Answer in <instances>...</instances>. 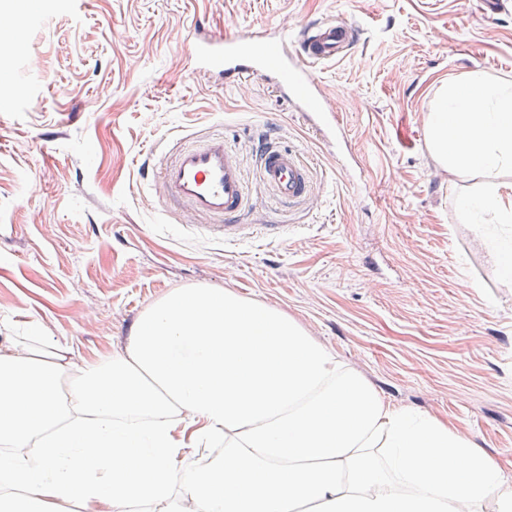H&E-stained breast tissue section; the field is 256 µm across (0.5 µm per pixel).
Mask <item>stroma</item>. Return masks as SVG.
<instances>
[{
    "label": "stroma",
    "instance_id": "35a3bbf8",
    "mask_svg": "<svg viewBox=\"0 0 512 512\" xmlns=\"http://www.w3.org/2000/svg\"><path fill=\"white\" fill-rule=\"evenodd\" d=\"M24 53L0 56V344L38 335L80 361L124 352L144 311L203 286L278 309L394 409L468 437L512 482V279L458 198L429 112L479 71L512 81V10L480 0H39ZM354 21L351 55L317 69L353 156L344 173L270 81L196 69L206 35ZM223 134L270 235L202 241L167 211L156 171ZM313 169L291 208L259 181L265 138Z\"/></svg>",
    "mask_w": 512,
    "mask_h": 512
}]
</instances>
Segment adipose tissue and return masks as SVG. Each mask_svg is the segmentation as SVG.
Masks as SVG:
<instances>
[{"label": "adipose tissue", "instance_id": "adipose-tissue-1", "mask_svg": "<svg viewBox=\"0 0 512 512\" xmlns=\"http://www.w3.org/2000/svg\"><path fill=\"white\" fill-rule=\"evenodd\" d=\"M457 174L512 170V82L476 72L427 118ZM463 211L512 224L485 183ZM59 345L0 348V512H512L467 437L386 406L283 312L179 288L131 345L67 375ZM188 431L177 439L175 428ZM224 451L187 472L183 445Z\"/></svg>", "mask_w": 512, "mask_h": 512}]
</instances>
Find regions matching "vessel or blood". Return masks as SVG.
<instances>
[{
    "label": "vessel or blood",
    "mask_w": 512,
    "mask_h": 512,
    "mask_svg": "<svg viewBox=\"0 0 512 512\" xmlns=\"http://www.w3.org/2000/svg\"><path fill=\"white\" fill-rule=\"evenodd\" d=\"M34 21L27 12L0 20L9 31L7 46L23 40ZM360 37L355 23L324 17L297 30L281 29L272 39L236 32L201 39L192 43L190 54L197 68L222 75L230 84H242L250 76L271 80L313 132L331 139L341 129L340 117L324 103L316 68L342 59ZM258 153L259 179L269 192L292 206L310 198L312 168L298 153L270 140L262 142ZM157 182L164 203L181 214L203 218L201 233L240 236L234 219L248 205L246 181L223 136L177 149L161 164Z\"/></svg>",
    "instance_id": "obj_1"
}]
</instances>
